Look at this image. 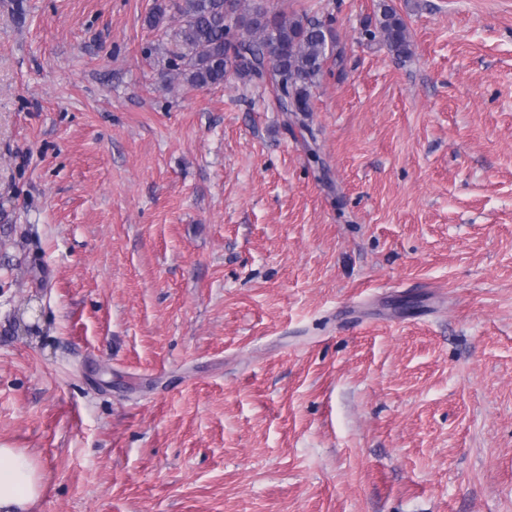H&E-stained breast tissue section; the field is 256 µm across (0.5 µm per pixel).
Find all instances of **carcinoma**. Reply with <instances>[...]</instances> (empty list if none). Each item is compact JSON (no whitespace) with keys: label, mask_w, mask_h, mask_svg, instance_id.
Listing matches in <instances>:
<instances>
[{"label":"carcinoma","mask_w":512,"mask_h":512,"mask_svg":"<svg viewBox=\"0 0 512 512\" xmlns=\"http://www.w3.org/2000/svg\"><path fill=\"white\" fill-rule=\"evenodd\" d=\"M169 13L181 21V51L168 61L169 83L220 86L231 71L244 84L270 87L282 112L305 117L313 111V88L336 49L328 24L306 15L273 13L265 0H168V8L151 9L149 26L158 28ZM368 36L399 59L412 55L409 28L389 4L381 5ZM272 47L278 50L274 61L269 58Z\"/></svg>","instance_id":"obj_1"}]
</instances>
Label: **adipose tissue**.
<instances>
[{
  "label": "adipose tissue",
  "mask_w": 512,
  "mask_h": 512,
  "mask_svg": "<svg viewBox=\"0 0 512 512\" xmlns=\"http://www.w3.org/2000/svg\"><path fill=\"white\" fill-rule=\"evenodd\" d=\"M41 490L32 458L19 449L0 446V512H30Z\"/></svg>",
  "instance_id": "ef3b65f1"
}]
</instances>
